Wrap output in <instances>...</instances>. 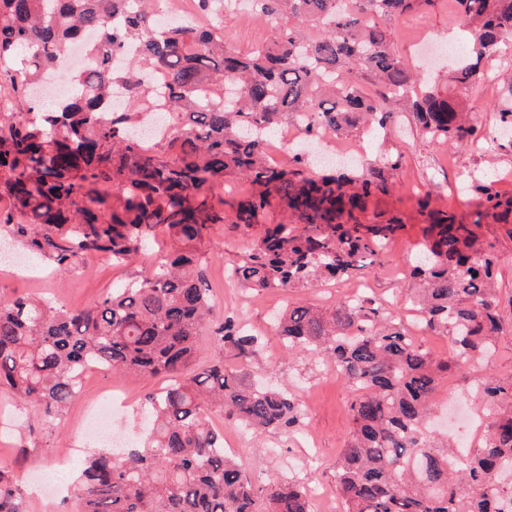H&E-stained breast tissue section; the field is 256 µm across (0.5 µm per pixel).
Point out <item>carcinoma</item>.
<instances>
[{
  "mask_svg": "<svg viewBox=\"0 0 512 512\" xmlns=\"http://www.w3.org/2000/svg\"><path fill=\"white\" fill-rule=\"evenodd\" d=\"M252 2L276 35L240 54L229 50L224 29L231 0H198L213 17L207 26L164 24L154 0H0V76L11 88L0 94V239L58 272L90 254L128 266L160 237L175 246L80 310L35 296L0 298V389L49 418L70 405L90 366L167 381L149 397L145 438L121 456L96 450L79 469L78 512H314L300 478L254 484L209 422L220 408L250 430L288 432L303 416L288 390L244 386L224 366V350L246 354L257 343L230 316L212 326L198 245L224 223V177L249 186L234 223L261 225L232 270L235 281L286 292L350 277L382 262L402 223L397 215L364 223L371 198L395 187L399 160L385 148L392 129L411 118L424 141L460 148L480 126L450 88L467 89L496 60L512 80V0H449L473 41L443 88L408 69L384 25L435 0ZM89 34V62L71 75L75 92L48 109L16 111L15 95L30 97L42 72L62 68ZM131 44L139 58L117 67ZM21 49L28 57L16 70ZM152 71L163 85L150 82ZM364 80L375 93L363 90ZM117 86L126 95L120 111L112 109ZM160 102L185 123L180 137L150 142L139 121ZM286 122L308 136L357 137L368 126L385 136L375 159L312 175L297 157L285 168L266 155L262 134ZM466 178L475 219L464 224L419 194L424 247L404 267L418 282L416 316L448 338V357L423 349L370 296L342 299L330 311L296 302L274 317L285 350L330 362L355 393L336 466L343 512H512V483L503 482L512 475V378L478 383L489 411L481 446L464 448L428 427L440 382L487 358L502 331L496 256L475 226L511 224L512 196L495 191L485 172ZM276 209L279 221H263ZM206 332L211 361L196 371ZM0 512H27L21 486L2 467Z\"/></svg>",
  "mask_w": 512,
  "mask_h": 512,
  "instance_id": "cac0c4a2",
  "label": "carcinoma"
}]
</instances>
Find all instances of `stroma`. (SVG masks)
Instances as JSON below:
<instances>
[{"label":"stroma","mask_w":512,"mask_h":512,"mask_svg":"<svg viewBox=\"0 0 512 512\" xmlns=\"http://www.w3.org/2000/svg\"><path fill=\"white\" fill-rule=\"evenodd\" d=\"M224 25L231 46L239 52L261 45L274 36L270 24L254 13L227 15ZM394 48L406 60H413L417 44L425 39L447 45L455 54H466L469 33L460 30L448 13V0H436L433 8L388 21ZM459 99L476 113L485 139L484 149H453L446 144L420 140L413 126H402L393 140V151L400 156L396 185L385 196L373 199L370 213L400 214L403 227L391 240L384 264L374 265L352 278L326 281L310 288L288 292L251 290L230 283L231 268L248 250L254 230L235 224H219L205 237L201 256L208 267L214 289V316L232 315L255 334L258 342L251 353L225 351L224 363L237 372L242 384H274L288 387L302 408L303 419L292 433L252 434L225 420L221 412L210 415L212 425L223 432L225 441L237 444L238 461L258 484L266 485L288 477L308 481L318 492L313 501L314 512H342V499L336 487V464L344 448L350 427L349 406L353 398L350 386L337 377L331 364L304 355L288 354L274 338L271 317L288 303L302 300L327 308L337 297L364 288L389 306L408 327L416 342L431 355L446 357L448 340L423 331L414 317L409 283L398 262L421 248L424 226L416 221V199L410 187L424 185L430 192L431 205L453 209L462 217H470L476 204L463 183V171L477 168L499 171L495 184L499 193L512 195V151L500 148L496 139V123L492 107L512 100V89L503 82L475 84L460 92ZM484 242L493 244L498 257L494 276L496 300L504 329L490 358L479 361L465 372L451 377L449 385L440 386V395L454 393L465 400L471 413H483L484 407L475 397L476 385L484 374L512 377V227L484 224L478 229ZM150 254L141 255L138 264L116 268L87 256L78 269L60 273L35 264L30 274L16 275L13 268L0 265V293L10 296L29 294L47 297L71 309L94 304L110 289L118 287L135 273L139 265L148 264ZM158 379H148L133 371L111 372L97 367L86 369L81 376V393L59 419L47 420L38 407L0 393V467L11 469L26 488L29 512H68L61 496L52 488L43 493L30 491L32 478L57 476L67 481L80 467L98 439L85 435V410L88 398L106 388L125 394L131 407L112 419V430L126 438L139 439L148 416L145 403L148 393L161 387Z\"/></svg>","instance_id":"1"}]
</instances>
